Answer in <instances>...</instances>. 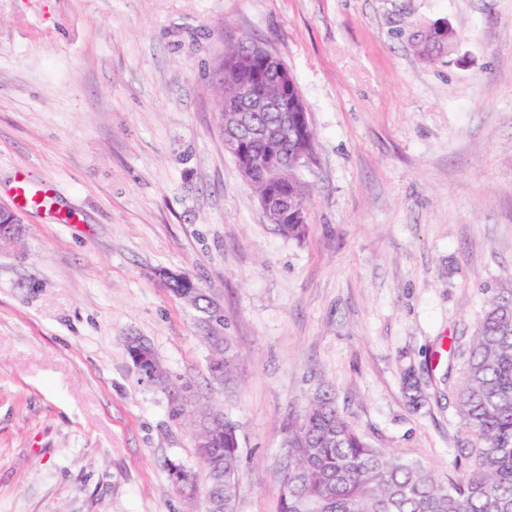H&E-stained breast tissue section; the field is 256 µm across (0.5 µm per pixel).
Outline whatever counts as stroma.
<instances>
[{
	"label": "stroma",
	"mask_w": 512,
	"mask_h": 512,
	"mask_svg": "<svg viewBox=\"0 0 512 512\" xmlns=\"http://www.w3.org/2000/svg\"><path fill=\"white\" fill-rule=\"evenodd\" d=\"M438 19L460 39L430 65L406 34ZM250 39L316 133L301 240L224 149L219 66ZM21 180L49 203L0 244V512H192L168 465L199 471L208 407L237 425L238 512H279L283 424L322 386L371 444L454 474L444 347L512 278V0H0V205ZM161 269L223 310L234 392ZM418 371L410 364L403 371L402 389L408 406L416 411L423 402V395L417 384Z\"/></svg>",
	"instance_id": "1"
}]
</instances>
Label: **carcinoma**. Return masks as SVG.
I'll return each instance as SVG.
<instances>
[{"instance_id":"cac0c4a2","label":"carcinoma","mask_w":512,"mask_h":512,"mask_svg":"<svg viewBox=\"0 0 512 512\" xmlns=\"http://www.w3.org/2000/svg\"><path fill=\"white\" fill-rule=\"evenodd\" d=\"M459 34L450 28L448 46L416 43L424 60L442 61ZM242 80L252 92L276 93L273 79L253 82L242 70L224 72V81ZM253 149L261 153L264 131L275 112L254 114ZM276 190L304 203L310 190L296 170L275 178ZM290 239L306 235L307 225L286 220L274 225ZM211 376L224 390L239 380L241 354L233 337H210ZM462 359L458 377L448 381L456 415L469 435L456 449L459 477L437 480L421 463L370 445L348 422L328 390L316 392L306 409L285 423V454L279 512H512V284L489 297L467 340H453ZM415 365L403 371L408 406L417 410L423 395ZM212 447L196 449L206 472L199 512H237L239 442L237 428L219 412Z\"/></svg>"}]
</instances>
